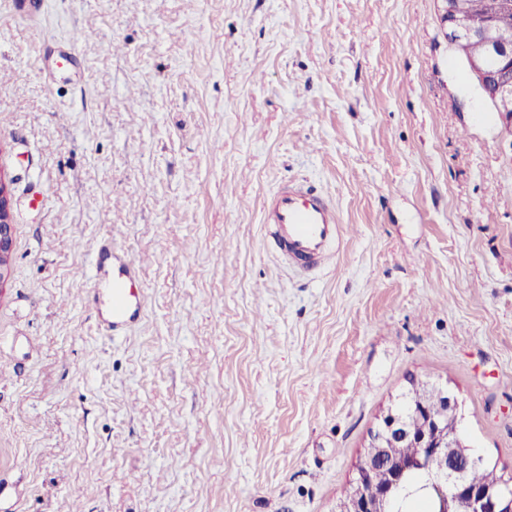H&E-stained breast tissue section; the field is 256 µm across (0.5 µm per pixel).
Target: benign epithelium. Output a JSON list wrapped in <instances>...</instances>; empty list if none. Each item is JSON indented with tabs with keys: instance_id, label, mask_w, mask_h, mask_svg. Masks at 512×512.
I'll return each mask as SVG.
<instances>
[{
	"instance_id": "7a95c632",
	"label": "benign epithelium",
	"mask_w": 512,
	"mask_h": 512,
	"mask_svg": "<svg viewBox=\"0 0 512 512\" xmlns=\"http://www.w3.org/2000/svg\"><path fill=\"white\" fill-rule=\"evenodd\" d=\"M446 38L462 57L481 90L502 119L512 128V45L499 39L500 26L512 20L508 12L498 17L484 14L480 0H436ZM16 178L0 165V284L8 276L14 252ZM435 383L416 379L404 391L407 402L423 422L422 431L410 430L389 406L378 417L350 491L336 503L335 512H385V505L405 473L416 465H427L437 473L436 488L441 512H512V488H478L469 485L467 470L480 462L460 438L458 403L442 394L445 408L432 414L427 404ZM413 443L421 449L415 461L393 460L387 448H404ZM380 465L391 473V482L376 488L370 474Z\"/></svg>"
}]
</instances>
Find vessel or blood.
<instances>
[{
	"instance_id": "1",
	"label": "vessel or blood",
	"mask_w": 512,
	"mask_h": 512,
	"mask_svg": "<svg viewBox=\"0 0 512 512\" xmlns=\"http://www.w3.org/2000/svg\"><path fill=\"white\" fill-rule=\"evenodd\" d=\"M262 222L280 262L315 271L336 255L343 238L342 218L333 199L303 182L281 183L265 196ZM91 285L84 296L104 335L123 334L144 316L139 264L103 239L92 262Z\"/></svg>"
}]
</instances>
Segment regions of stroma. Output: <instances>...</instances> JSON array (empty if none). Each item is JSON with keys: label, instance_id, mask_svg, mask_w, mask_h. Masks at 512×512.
Here are the masks:
<instances>
[{"label": "stroma", "instance_id": "35a3bbf8", "mask_svg": "<svg viewBox=\"0 0 512 512\" xmlns=\"http://www.w3.org/2000/svg\"><path fill=\"white\" fill-rule=\"evenodd\" d=\"M436 0H0V483L14 512H334L411 379L512 474V132ZM296 178L347 236L264 245ZM145 317L81 303L97 242ZM9 169L0 165V286L8 276L14 252L15 195ZM262 224L279 261L303 272L329 263L343 238L333 199L296 180L281 183L265 196Z\"/></svg>", "mask_w": 512, "mask_h": 512}]
</instances>
